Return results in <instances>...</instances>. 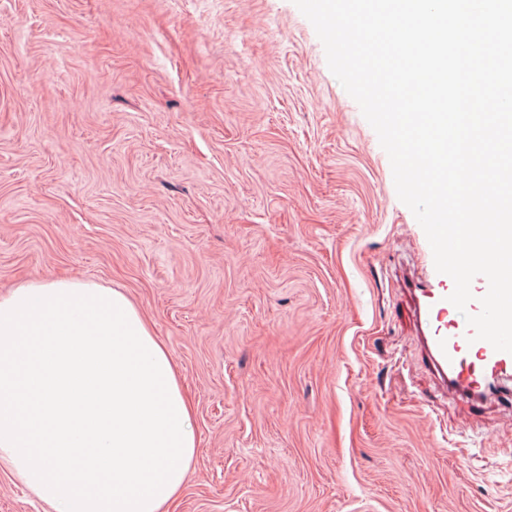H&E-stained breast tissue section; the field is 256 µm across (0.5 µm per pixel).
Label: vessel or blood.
<instances>
[{
  "label": "vessel or blood",
  "instance_id": "vessel-or-blood-1",
  "mask_svg": "<svg viewBox=\"0 0 512 512\" xmlns=\"http://www.w3.org/2000/svg\"><path fill=\"white\" fill-rule=\"evenodd\" d=\"M453 288L448 275L434 271L412 290L420 341L439 382L448 395L474 407L492 397L512 396V353L474 339V331L465 319L466 314L479 313V299L488 290L486 278L473 279L474 299L464 314L448 300Z\"/></svg>",
  "mask_w": 512,
  "mask_h": 512
}]
</instances>
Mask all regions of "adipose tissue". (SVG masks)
I'll list each match as a JSON object with an SVG mask.
<instances>
[{"label":"adipose tissue","instance_id":"1","mask_svg":"<svg viewBox=\"0 0 512 512\" xmlns=\"http://www.w3.org/2000/svg\"><path fill=\"white\" fill-rule=\"evenodd\" d=\"M193 421L122 291L64 278L0 297V462L54 512H163L196 456Z\"/></svg>","mask_w":512,"mask_h":512}]
</instances>
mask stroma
Returning a JSON list of instances; mask_svg holds the SVG:
<instances>
[{
  "mask_svg": "<svg viewBox=\"0 0 512 512\" xmlns=\"http://www.w3.org/2000/svg\"><path fill=\"white\" fill-rule=\"evenodd\" d=\"M426 234L293 0H0V294L81 278L167 347V512H512V411L418 342ZM0 512H51L0 467Z\"/></svg>",
  "mask_w": 512,
  "mask_h": 512,
  "instance_id": "obj_1",
  "label": "stroma"
}]
</instances>
